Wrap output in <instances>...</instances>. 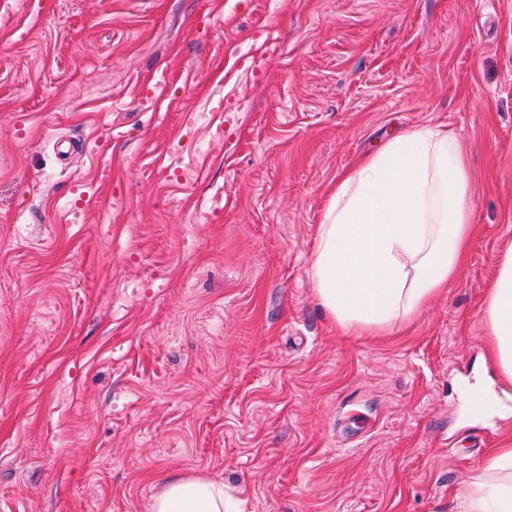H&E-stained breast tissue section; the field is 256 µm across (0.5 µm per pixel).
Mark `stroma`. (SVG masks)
<instances>
[{
  "label": "stroma",
  "mask_w": 512,
  "mask_h": 512,
  "mask_svg": "<svg viewBox=\"0 0 512 512\" xmlns=\"http://www.w3.org/2000/svg\"><path fill=\"white\" fill-rule=\"evenodd\" d=\"M435 126L469 150L467 259L346 333L307 274L323 211ZM511 244L512 0H0V512H148L175 473L241 512H455L512 446L483 322Z\"/></svg>",
  "instance_id": "1"
}]
</instances>
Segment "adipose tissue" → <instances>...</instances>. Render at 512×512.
I'll return each mask as SVG.
<instances>
[{
    "label": "adipose tissue",
    "mask_w": 512,
    "mask_h": 512,
    "mask_svg": "<svg viewBox=\"0 0 512 512\" xmlns=\"http://www.w3.org/2000/svg\"><path fill=\"white\" fill-rule=\"evenodd\" d=\"M469 154L448 131L397 135L346 171L318 227L308 275L319 304L348 333L382 335L457 277L472 234ZM489 356L512 384V246L484 308ZM459 512H512V448L493 449L458 495ZM149 512H240L206 477L167 478Z\"/></svg>",
    "instance_id": "adipose-tissue-1"
}]
</instances>
